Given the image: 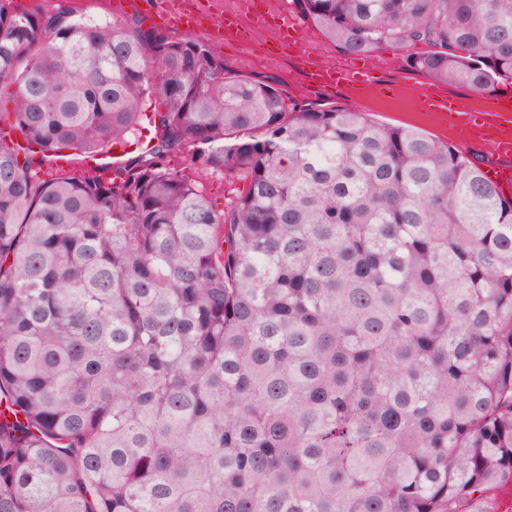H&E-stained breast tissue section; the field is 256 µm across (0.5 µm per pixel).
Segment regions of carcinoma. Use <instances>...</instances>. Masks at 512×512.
<instances>
[{"label": "carcinoma", "mask_w": 512, "mask_h": 512, "mask_svg": "<svg viewBox=\"0 0 512 512\" xmlns=\"http://www.w3.org/2000/svg\"><path fill=\"white\" fill-rule=\"evenodd\" d=\"M479 94L512 0H296ZM0 512H490L512 199L456 146L287 102L206 39L0 0ZM153 130L111 177L42 164ZM189 158L243 182L216 212Z\"/></svg>", "instance_id": "carcinoma-1"}]
</instances>
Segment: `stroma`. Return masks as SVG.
<instances>
[{
  "mask_svg": "<svg viewBox=\"0 0 512 512\" xmlns=\"http://www.w3.org/2000/svg\"><path fill=\"white\" fill-rule=\"evenodd\" d=\"M63 4L72 17L105 15L125 18L140 16L142 27L171 38L182 37L181 29L163 24L160 16L167 0H13L17 11H29L36 6L52 7ZM213 51L223 57L226 67L253 81L283 89L290 99L299 102L334 104L361 110L379 122L403 127H416L440 141L459 147L476 158L482 170L512 167V157L499 156L491 147L489 138L464 135L445 112L426 108L418 97V89L430 87L435 98L451 102L454 107L469 111L487 110L493 103L489 94H479L462 84H444L430 80L410 70L401 60L402 52L388 49L361 56L358 66L370 72L369 84L354 90L322 89L310 79V65L300 58L284 56L271 64L264 58L263 46L254 44L249 50L227 43L213 44Z\"/></svg>",
  "mask_w": 512,
  "mask_h": 512,
  "instance_id": "obj_1",
  "label": "stroma"
}]
</instances>
